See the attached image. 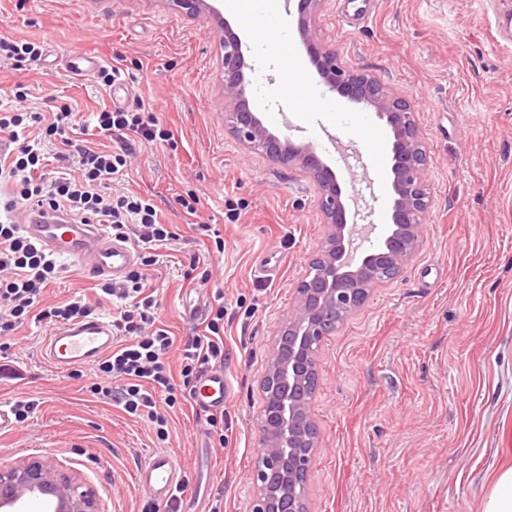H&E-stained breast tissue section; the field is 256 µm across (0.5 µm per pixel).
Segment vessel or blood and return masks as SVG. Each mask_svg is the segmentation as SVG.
<instances>
[{"instance_id": "obj_1", "label": "vessel or blood", "mask_w": 512, "mask_h": 512, "mask_svg": "<svg viewBox=\"0 0 512 512\" xmlns=\"http://www.w3.org/2000/svg\"><path fill=\"white\" fill-rule=\"evenodd\" d=\"M18 218L26 236L44 250L66 255L76 263L79 275L88 280L124 277L138 259L130 241L109 235L103 225L79 224L64 211L32 205L19 209ZM116 333L111 320L84 319L48 330L43 354L51 366L66 371L95 362L111 351ZM231 386L223 372L209 371L198 383L193 401L202 410H220L229 400ZM138 485L157 503L170 502L184 482V472L175 454L154 451L136 473Z\"/></svg>"}]
</instances>
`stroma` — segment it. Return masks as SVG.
<instances>
[{
	"label": "stroma",
	"instance_id": "35a3bbf8",
	"mask_svg": "<svg viewBox=\"0 0 512 512\" xmlns=\"http://www.w3.org/2000/svg\"><path fill=\"white\" fill-rule=\"evenodd\" d=\"M512 0H376L372 16L348 26L344 0H326L314 20L325 47L353 70L377 76L414 107L429 156L432 202L419 250L391 284L322 339L312 416L319 432L307 476L308 512H482L492 475L512 466V46L493 24ZM263 12L230 18L244 35L246 96L274 134L312 146L342 184L373 190L370 220L391 206V172L364 178L372 139L391 142L371 109L325 93L307 62L296 14L281 13L284 43L301 68L287 66L262 30ZM0 34L38 43L39 61L17 72L0 64V95L16 83L34 112L68 104L81 116L113 106V91L69 73L63 59L99 56L121 68L124 106L152 108L172 142H137L113 193L153 200L179 237L147 274L157 317L177 341L202 331L186 301L210 305L222 292L224 370L232 392L220 446L193 405L173 414L167 443L203 512L223 497L224 512H251L259 418L276 336L326 226L312 179L237 142L225 125L223 51L205 14L171 0H0ZM321 96L302 112L299 81ZM350 154L337 166L329 136ZM194 192L197 216L177 196ZM224 240L195 235L193 221ZM212 279L186 278L193 257ZM44 325L29 322L11 354L21 381L0 382V402H35L25 424L0 435V464L47 455L94 486L101 512H151L135 472L157 449L151 424L94 398L86 367L72 378L41 357Z\"/></svg>",
	"mask_w": 512,
	"mask_h": 512
}]
</instances>
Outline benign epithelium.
<instances>
[{"mask_svg": "<svg viewBox=\"0 0 512 512\" xmlns=\"http://www.w3.org/2000/svg\"><path fill=\"white\" fill-rule=\"evenodd\" d=\"M195 14L205 12L218 23L223 17L208 0H172ZM326 0H298V30L322 81L333 93L371 107L394 136L389 222L360 224L358 192L344 190L334 171L316 153L290 141H281L251 112L244 99L246 62L241 39L224 27V101L232 136L253 151L287 167L307 173L317 186V205L327 226L321 250L311 264L319 268L297 286L298 299L277 336L274 361L262 380L265 394L260 422L262 466L253 482V512H304L305 502L291 495L296 479L307 474L313 461L317 433L311 418L312 381L318 379V349L323 337L336 328L334 316L360 308L370 292L394 280L418 249L423 217L430 208L424 179L426 148L414 119V108L376 77L348 69L338 51L323 47L311 18ZM381 238L378 247L365 250L362 242ZM49 499L54 512H100L96 491L76 476L58 468L44 455L0 465V510L20 499Z\"/></svg>", "mask_w": 512, "mask_h": 512, "instance_id": "7a95c632", "label": "benign epithelium"}]
</instances>
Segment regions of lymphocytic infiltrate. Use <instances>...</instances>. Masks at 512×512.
Listing matches in <instances>:
<instances>
[{
    "instance_id": "f902f5d3",
    "label": "lymphocytic infiltrate",
    "mask_w": 512,
    "mask_h": 512,
    "mask_svg": "<svg viewBox=\"0 0 512 512\" xmlns=\"http://www.w3.org/2000/svg\"><path fill=\"white\" fill-rule=\"evenodd\" d=\"M28 95L27 86L18 84L13 102L0 98V188L7 190L0 195V380L22 377L8 355L9 338L28 320L50 328L94 317L97 311L80 298L44 305L47 288L57 283L65 266L24 235L15 211L37 203L81 219L93 217L112 236L132 242L142 267L130 271L122 285L101 281L93 287L99 299L112 303V327L121 343L97 362L88 390L150 422L157 440L166 442V409L190 403L204 373L224 365V296L215 294L204 331L180 347V367L172 369L169 353L176 347L175 339L159 325L158 302L145 269L158 262L160 249L177 234L171 225L159 221L152 200L127 193L114 196L109 188L121 180L127 167V141H167L171 134L148 110L104 109L83 119L66 104L46 114L21 110ZM79 133L106 139L117 136L125 144L113 151L78 149L73 137ZM49 141L58 144L51 157L44 152ZM53 160L61 167L50 177L45 169Z\"/></svg>"
}]
</instances>
